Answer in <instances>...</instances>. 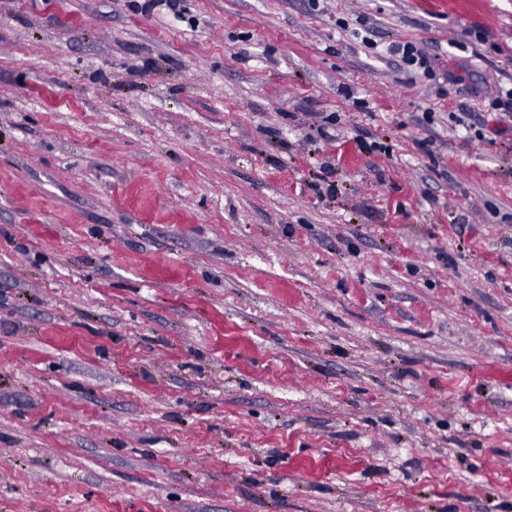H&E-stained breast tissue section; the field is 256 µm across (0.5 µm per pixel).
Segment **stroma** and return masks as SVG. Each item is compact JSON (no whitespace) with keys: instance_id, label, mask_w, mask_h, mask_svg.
Wrapping results in <instances>:
<instances>
[{"instance_id":"1","label":"stroma","mask_w":512,"mask_h":512,"mask_svg":"<svg viewBox=\"0 0 512 512\" xmlns=\"http://www.w3.org/2000/svg\"><path fill=\"white\" fill-rule=\"evenodd\" d=\"M510 87L512 0H0V512H512ZM388 50L391 54L398 55L408 68L422 70L424 77L436 76L432 57L422 44L412 41L394 42L388 46Z\"/></svg>"}]
</instances>
